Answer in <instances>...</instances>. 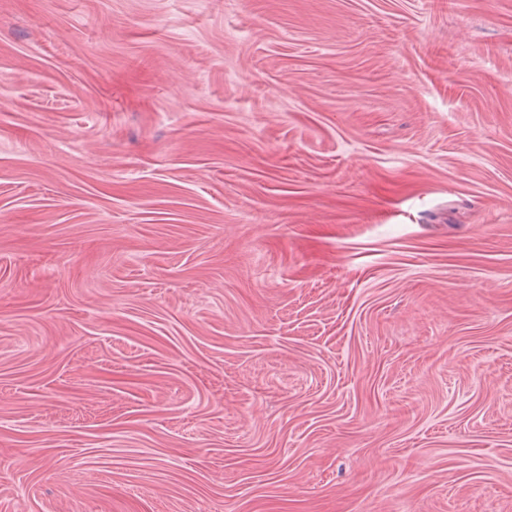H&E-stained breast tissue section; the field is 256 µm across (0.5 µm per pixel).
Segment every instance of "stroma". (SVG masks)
Instances as JSON below:
<instances>
[{
  "instance_id": "35a3bbf8",
  "label": "stroma",
  "mask_w": 512,
  "mask_h": 512,
  "mask_svg": "<svg viewBox=\"0 0 512 512\" xmlns=\"http://www.w3.org/2000/svg\"><path fill=\"white\" fill-rule=\"evenodd\" d=\"M0 512H512V0H0Z\"/></svg>"
}]
</instances>
